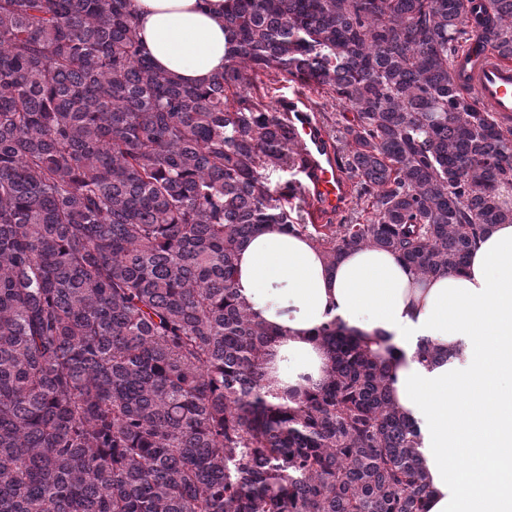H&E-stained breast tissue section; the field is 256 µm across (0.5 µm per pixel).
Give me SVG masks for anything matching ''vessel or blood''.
I'll return each instance as SVG.
<instances>
[{
  "label": "vessel or blood",
  "mask_w": 512,
  "mask_h": 512,
  "mask_svg": "<svg viewBox=\"0 0 512 512\" xmlns=\"http://www.w3.org/2000/svg\"><path fill=\"white\" fill-rule=\"evenodd\" d=\"M455 65L467 88L500 120L511 124L512 59L502 57L487 46L476 57L466 52L460 54ZM279 110L290 137L300 147L303 191L311 203L308 218L311 223H322L328 213L344 210L350 197V185L336 163L334 146L310 115V103L299 97L285 99Z\"/></svg>",
  "instance_id": "1"
}]
</instances>
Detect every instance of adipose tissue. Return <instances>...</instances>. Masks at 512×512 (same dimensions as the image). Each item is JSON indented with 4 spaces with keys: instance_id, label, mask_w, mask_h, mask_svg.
I'll list each match as a JSON object with an SVG mask.
<instances>
[{
    "instance_id": "adipose-tissue-1",
    "label": "adipose tissue",
    "mask_w": 512,
    "mask_h": 512,
    "mask_svg": "<svg viewBox=\"0 0 512 512\" xmlns=\"http://www.w3.org/2000/svg\"><path fill=\"white\" fill-rule=\"evenodd\" d=\"M154 65L188 84L224 68V0H134ZM235 288L275 328L265 370L279 391L321 380L329 322L364 342L422 433L428 512H512V224L487 230L460 273L420 276L363 248L336 264L304 236L270 227L237 258ZM429 341L435 357L419 356Z\"/></svg>"
}]
</instances>
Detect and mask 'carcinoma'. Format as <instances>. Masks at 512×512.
<instances>
[{"label":"carcinoma","instance_id":"1","mask_svg":"<svg viewBox=\"0 0 512 512\" xmlns=\"http://www.w3.org/2000/svg\"><path fill=\"white\" fill-rule=\"evenodd\" d=\"M512 58V0H484ZM224 71L188 85L133 0H0V512H426L420 431L347 330L280 402L274 328L234 286L273 224L334 264L463 269L512 224V128L457 83L464 0H225ZM285 73L352 114L337 162L367 224H295L297 148L251 95Z\"/></svg>","mask_w":512,"mask_h":512}]
</instances>
